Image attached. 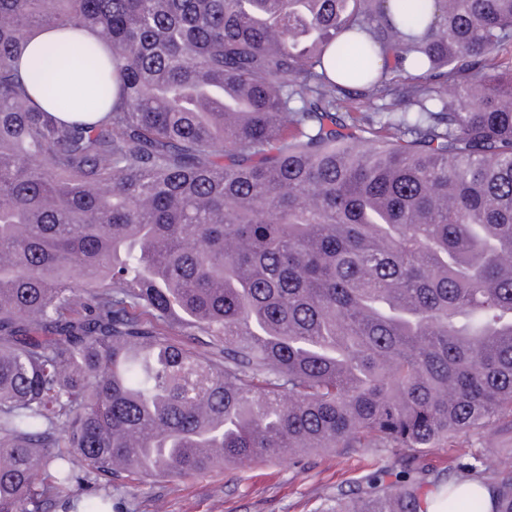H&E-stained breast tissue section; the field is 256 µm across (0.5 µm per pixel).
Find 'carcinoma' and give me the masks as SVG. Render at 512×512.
Wrapping results in <instances>:
<instances>
[{"label":"carcinoma","instance_id":"carcinoma-1","mask_svg":"<svg viewBox=\"0 0 512 512\" xmlns=\"http://www.w3.org/2000/svg\"><path fill=\"white\" fill-rule=\"evenodd\" d=\"M44 27L108 43L101 117L30 96ZM493 427L512 0H0V512L354 448L393 462L319 512H512L511 466L415 465Z\"/></svg>","mask_w":512,"mask_h":512}]
</instances>
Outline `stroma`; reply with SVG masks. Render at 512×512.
I'll list each match as a JSON object with an SVG mask.
<instances>
[{
  "instance_id": "obj_1",
  "label": "stroma",
  "mask_w": 512,
  "mask_h": 512,
  "mask_svg": "<svg viewBox=\"0 0 512 512\" xmlns=\"http://www.w3.org/2000/svg\"><path fill=\"white\" fill-rule=\"evenodd\" d=\"M372 448L246 460L182 480L121 478L123 512H317L324 499L387 464Z\"/></svg>"
}]
</instances>
